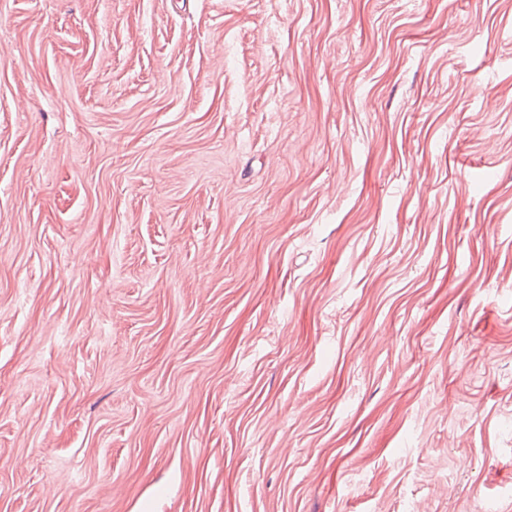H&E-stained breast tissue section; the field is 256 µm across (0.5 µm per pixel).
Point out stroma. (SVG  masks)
<instances>
[{"instance_id": "35a3bbf8", "label": "stroma", "mask_w": 512, "mask_h": 512, "mask_svg": "<svg viewBox=\"0 0 512 512\" xmlns=\"http://www.w3.org/2000/svg\"><path fill=\"white\" fill-rule=\"evenodd\" d=\"M422 505L512 512V0H0V512Z\"/></svg>"}]
</instances>
